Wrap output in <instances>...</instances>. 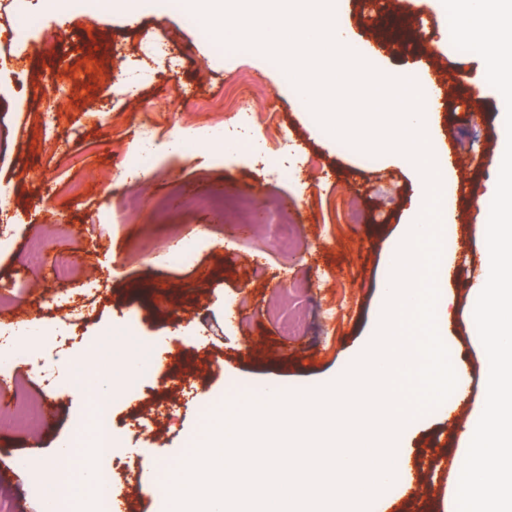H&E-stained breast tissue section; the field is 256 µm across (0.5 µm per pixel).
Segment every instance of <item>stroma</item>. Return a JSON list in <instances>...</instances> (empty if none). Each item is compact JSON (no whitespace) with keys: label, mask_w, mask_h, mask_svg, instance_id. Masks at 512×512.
Instances as JSON below:
<instances>
[{"label":"stroma","mask_w":512,"mask_h":512,"mask_svg":"<svg viewBox=\"0 0 512 512\" xmlns=\"http://www.w3.org/2000/svg\"><path fill=\"white\" fill-rule=\"evenodd\" d=\"M40 25L16 47L10 0H0V186L11 193L12 241L0 253V326L39 321L49 327L35 351L66 373L85 342L111 334L110 355L125 361L127 340L112 335L129 321L139 340L162 352L163 366L136 396L119 392L112 416L120 435L119 502L138 512H166V499L146 493L156 475L148 456L180 465L202 418L226 402L258 398L268 387L307 389L335 380L363 351L378 325L388 259L419 215L420 174L404 156L379 155L378 168L337 140L299 108L281 68L256 53L216 52L188 24L183 0H147L136 18L107 7L58 21L47 0H28ZM353 49L380 71L403 76L436 70L432 97L434 154L441 172L443 226L454 232L438 271L437 328L454 368L466 369V400L449 397L401 432L398 447L408 479L375 501L380 512H453L464 456L461 433L485 403L488 358L473 319L484 274L487 225L506 145L505 104L490 85L472 87L482 58L451 43L441 0H418L413 19L427 51L377 39L363 0H342ZM60 49L42 51L44 32ZM77 87L50 138L41 134L47 97L58 80ZM262 93L254 111L280 128L267 138L252 128L256 152L230 150L240 128L235 101ZM252 98V97H251ZM224 127L225 147L209 140ZM199 134L193 154L156 160L150 181L123 178L142 140ZM206 197L221 190L251 195L267 207L251 231L224 217L183 210L169 198L179 189ZM356 199L359 219L345 221ZM58 232L31 262L27 243L46 226ZM202 238L191 267L159 266L155 258L173 233ZM86 262L63 280L52 271L57 253ZM83 308L71 324L68 303ZM55 400L53 424L32 433L0 427V512H42L29 485L58 443L75 436L90 405L83 392L55 391L41 375L13 373L11 400L36 407ZM24 458L28 469H8Z\"/></svg>","instance_id":"stroma-1"}]
</instances>
